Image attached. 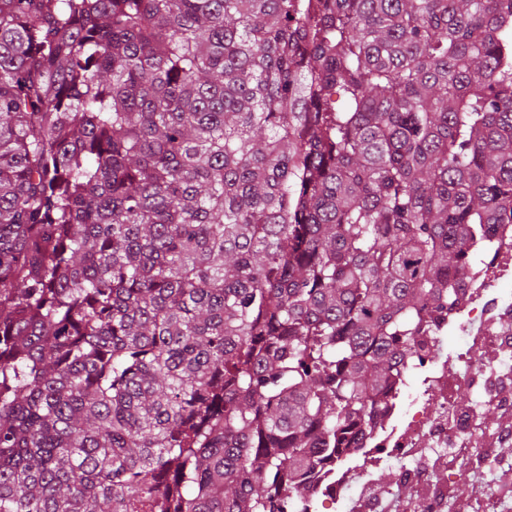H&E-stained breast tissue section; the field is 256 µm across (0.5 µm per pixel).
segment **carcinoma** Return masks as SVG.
<instances>
[{
    "label": "carcinoma",
    "instance_id": "1",
    "mask_svg": "<svg viewBox=\"0 0 512 512\" xmlns=\"http://www.w3.org/2000/svg\"><path fill=\"white\" fill-rule=\"evenodd\" d=\"M512 224V0H0V512H289Z\"/></svg>",
    "mask_w": 512,
    "mask_h": 512
}]
</instances>
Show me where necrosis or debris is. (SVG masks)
I'll return each mask as SVG.
<instances>
[{"mask_svg":"<svg viewBox=\"0 0 512 512\" xmlns=\"http://www.w3.org/2000/svg\"><path fill=\"white\" fill-rule=\"evenodd\" d=\"M490 234L498 249L480 264L464 290L459 309L439 318L425 345L436 350L448 331L464 334L466 345L447 358L430 354L418 364L420 389L408 404H394L381 424L372 428L322 474L316 475L305 504L331 502L342 512H385V501H397L403 490L420 489V498L401 504L399 512H448V479L433 461L445 448L451 460H468L486 431L476 406L458 401L456 392L470 387L481 393L485 405L512 415V368L501 370L493 358L512 357V294L502 285L512 281V224H495ZM394 465L388 489L374 492L372 478Z\"/></svg>","mask_w":512,"mask_h":512,"instance_id":"necrosis-or-debris-1","label":"necrosis or debris"}]
</instances>
